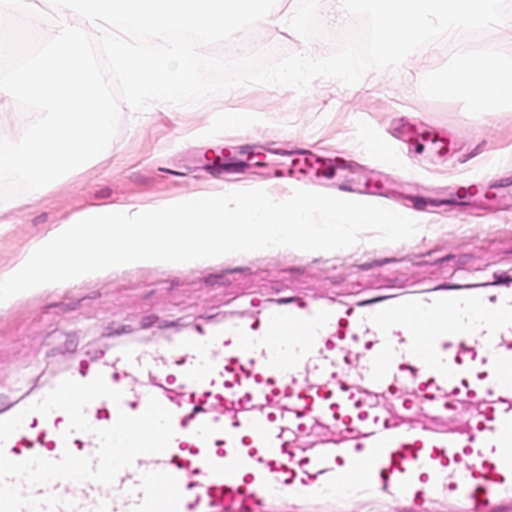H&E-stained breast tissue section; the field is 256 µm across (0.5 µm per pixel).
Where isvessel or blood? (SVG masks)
I'll list each match as a JSON object with an SVG mask.
<instances>
[{
    "label": "vessel or blood",
    "instance_id": "1",
    "mask_svg": "<svg viewBox=\"0 0 512 512\" xmlns=\"http://www.w3.org/2000/svg\"><path fill=\"white\" fill-rule=\"evenodd\" d=\"M332 168L300 150L273 177L319 186ZM132 370L155 387L133 392ZM99 375L123 396L87 406L91 432L68 433L64 411L33 412L0 450L16 462L80 454L95 429L142 413L152 397L175 435L113 484L81 482L75 512H267L352 498H403L413 512L439 499L463 512L512 505L508 288L354 307L292 299L150 352L106 350L65 373Z\"/></svg>",
    "mask_w": 512,
    "mask_h": 512
}]
</instances>
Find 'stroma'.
I'll use <instances>...</instances> for the list:
<instances>
[{"mask_svg": "<svg viewBox=\"0 0 512 512\" xmlns=\"http://www.w3.org/2000/svg\"><path fill=\"white\" fill-rule=\"evenodd\" d=\"M322 37L254 26L256 52L313 50L324 57L345 35L321 20ZM451 54L420 48L394 68L368 71L358 86L314 79L305 92L250 84L191 105H121L112 152L84 171L45 186L38 199L20 193L0 211V267L32 239L90 204L156 205L185 191L264 190L265 173L213 158L225 138L238 152L316 149L345 159L355 184L384 183L393 204L429 212L420 240L379 242L361 233L344 252L224 255L196 269L137 266L104 270L82 283L50 286L0 309V412L40 390L72 361L136 341L152 346L192 327L250 318L295 298L336 306L398 301L441 288L512 287V108L469 113L461 101L433 99L420 84ZM257 114L244 131L225 124V109ZM376 129L401 152L405 171L370 161L360 125ZM439 127L454 142L438 152L423 129ZM490 174L493 200H460L457 180Z\"/></svg>", "mask_w": 512, "mask_h": 512, "instance_id": "35a3bbf8", "label": "stroma"}]
</instances>
